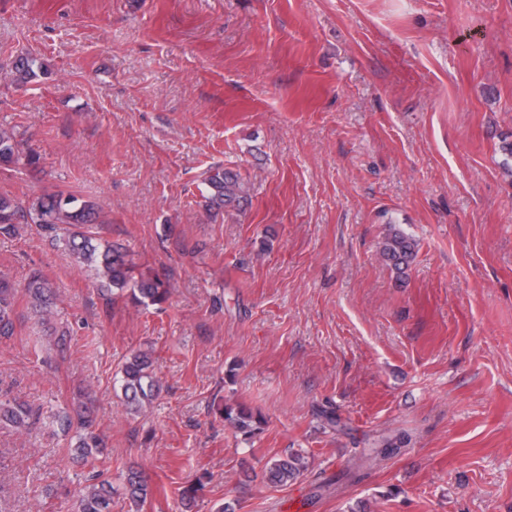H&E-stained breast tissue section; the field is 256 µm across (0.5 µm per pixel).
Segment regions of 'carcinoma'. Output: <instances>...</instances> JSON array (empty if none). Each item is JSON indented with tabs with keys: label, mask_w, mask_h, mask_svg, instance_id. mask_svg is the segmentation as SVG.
Here are the masks:
<instances>
[{
	"label": "carcinoma",
	"mask_w": 512,
	"mask_h": 512,
	"mask_svg": "<svg viewBox=\"0 0 512 512\" xmlns=\"http://www.w3.org/2000/svg\"><path fill=\"white\" fill-rule=\"evenodd\" d=\"M21 159L27 164L36 163L33 155H22L21 144L13 132L0 128V162L13 163ZM210 191L209 202L218 208L233 207L242 198L239 175L221 167L215 168L206 178ZM36 224L50 229H62L58 237L65 250L76 263L87 267L98 287L111 295L128 296L137 306L149 307L164 303L170 294L168 281L139 270L133 258L123 248L95 241L85 226L96 221V206L89 202L77 203L71 195L46 194L32 205ZM25 218L24 209L14 200L0 197V234L10 235L15 225ZM381 252L396 270L409 265L415 252V241L402 230L391 227L382 242ZM33 313L45 326L54 317L57 295L51 283L38 272H32L23 285ZM16 312V287L6 279H0V336H9L14 330ZM155 360L148 351L133 352L120 370V387L128 410L141 414L151 407L160 393V381L155 372ZM224 421L233 428L251 433L253 424L261 419L242 405L225 404L219 407ZM33 412L25 404L0 400V427L27 430L32 424ZM97 413L94 402L86 397L78 402L72 412L57 416L56 422L65 431H74V452L82 463L92 466L96 456L105 447L101 432L96 429ZM409 442L405 435L382 440L374 452L381 457L398 453ZM305 469L303 457L290 454L285 458L266 462L263 474L272 484L286 485L298 479ZM115 489L109 479L94 472L88 483L79 491L78 512H112V495ZM122 494L129 501L132 512H140L150 495V485L142 471L128 469L122 482Z\"/></svg>",
	"instance_id": "cac0c4a2"
}]
</instances>
